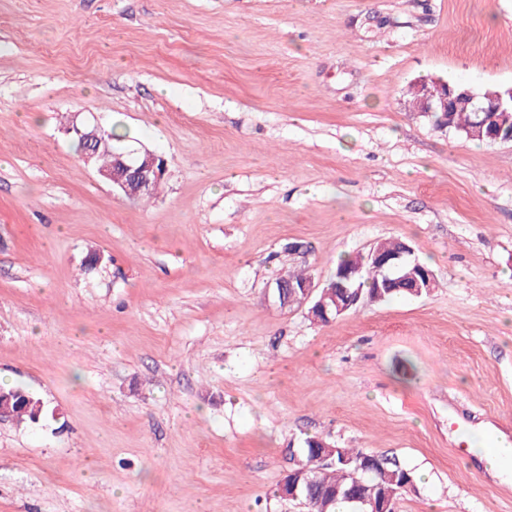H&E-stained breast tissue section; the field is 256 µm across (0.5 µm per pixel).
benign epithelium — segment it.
Wrapping results in <instances>:
<instances>
[{"instance_id":"benign-epithelium-1","label":"benign epithelium","mask_w":512,"mask_h":512,"mask_svg":"<svg viewBox=\"0 0 512 512\" xmlns=\"http://www.w3.org/2000/svg\"><path fill=\"white\" fill-rule=\"evenodd\" d=\"M420 96L414 103L418 112L430 115L434 112L442 113L443 123H448L450 113L460 107H469L475 112L478 121L474 123L470 135L475 137L485 136L489 141L501 140L502 128L512 126V88L506 90H485L479 91L469 89L460 94L454 92L453 88L444 85L442 81H436L433 86L424 83L420 86ZM78 139L89 144L85 155L90 156L102 146V140L96 133H87L84 127L73 125L66 130ZM113 162L107 169L98 170L99 176L112 184V187L128 196L148 194L152 191L155 182L163 178L167 172L166 159L152 152H145L143 156H130L123 153H112ZM411 247L404 246L399 252L384 256L379 251L373 252L374 263L382 272L381 283L377 288H389L394 282L393 276L401 275V279L408 281L409 288L417 295L421 289L428 288L433 282V274L418 266L409 271H404L402 258L409 253ZM361 268L358 266L342 268L336 272L340 280V287L344 288V301H335L338 312H343L348 305L359 299L361 289L350 292ZM279 293L276 298L279 303L287 307L300 302L304 305L310 301L320 285L310 281L300 286L280 284L277 286Z\"/></svg>"}]
</instances>
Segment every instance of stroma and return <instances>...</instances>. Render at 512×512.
<instances>
[{
    "mask_svg": "<svg viewBox=\"0 0 512 512\" xmlns=\"http://www.w3.org/2000/svg\"><path fill=\"white\" fill-rule=\"evenodd\" d=\"M423 77L512 87V0H0V383L45 411L0 419V512H305L275 489L313 436L398 457L396 512H512L472 430L512 436V142L408 111ZM393 238L429 294L266 296ZM66 133L72 134L74 137L89 144L88 151L84 152L83 143L78 139L75 140L77 150H79L80 145L85 155H87L86 159L101 147L93 155L92 162L98 167H108L112 164L107 169L98 170L99 176L111 183L112 187L128 196L150 193L133 200L148 202L160 187L163 179H159L165 176L168 165L163 156L149 151L145 152L144 157L142 155L130 156L131 154L125 155L124 153L114 152V150H112L111 155L107 150L103 149V142L95 132L86 133L84 127L77 124L69 127ZM112 156L114 158L113 162ZM157 180L159 181L155 184ZM312 275L305 269H293L286 271L282 276H279L274 281V286L278 284L280 279L285 280V283L288 284V288H285L283 282L277 286L279 293H274V296L277 298L282 307H288L289 305L294 304L296 301H299L301 306L305 305L308 301H310L316 292L320 290V285L314 282V279L310 282H307L311 279ZM288 281L294 284H301L300 286H295L292 283H288ZM307 282V283H305ZM8 390V393L15 392L17 394V398L13 399V407L12 410L15 413V421L19 424L22 423H34L37 420V417L40 418L42 414V406L37 409L35 412V405L40 403V400L35 398L29 392L22 388H14L10 390V388L4 387ZM27 397L32 399L34 403L30 406L27 400Z\"/></svg>",
    "mask_w": 512,
    "mask_h": 512,
    "instance_id": "1",
    "label": "stroma"
}]
</instances>
